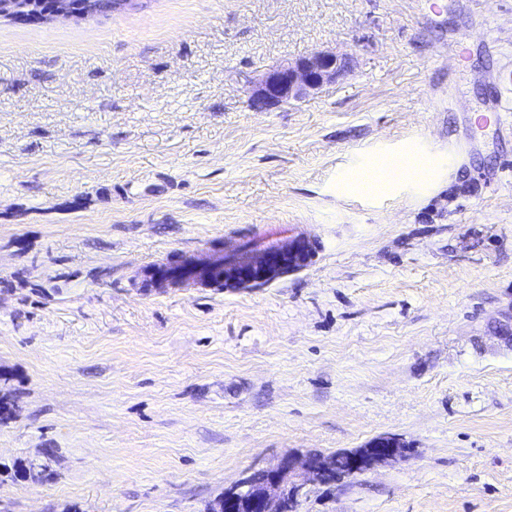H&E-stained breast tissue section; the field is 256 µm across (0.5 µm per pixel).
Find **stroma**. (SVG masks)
Listing matches in <instances>:
<instances>
[{
    "instance_id": "stroma-1",
    "label": "stroma",
    "mask_w": 512,
    "mask_h": 512,
    "mask_svg": "<svg viewBox=\"0 0 512 512\" xmlns=\"http://www.w3.org/2000/svg\"><path fill=\"white\" fill-rule=\"evenodd\" d=\"M315 50L342 78L249 106ZM408 152L421 183L356 174ZM286 224L305 267L172 286ZM0 512H205L254 466L410 449L298 512H512V0H147L0 20Z\"/></svg>"
}]
</instances>
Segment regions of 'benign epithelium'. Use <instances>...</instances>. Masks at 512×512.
Instances as JSON below:
<instances>
[{"label": "benign epithelium", "mask_w": 512, "mask_h": 512, "mask_svg": "<svg viewBox=\"0 0 512 512\" xmlns=\"http://www.w3.org/2000/svg\"><path fill=\"white\" fill-rule=\"evenodd\" d=\"M347 69L346 59L329 51H314L306 56L275 64L265 69L253 85L250 107L265 112L291 101L300 102L311 93L342 77ZM311 252L309 244L299 242L275 255L264 254L255 260L224 267L221 277L226 282L256 283L269 280L288 268L303 264ZM395 438L382 439L365 452L350 454L346 467L355 472L369 470L387 461L406 458L409 449L397 447ZM340 456H285L273 468H250L234 485L224 489V495L212 503L208 512H289L290 502L306 497L310 487L321 486V478L339 467ZM302 478L294 479L295 471Z\"/></svg>", "instance_id": "7a95c632"}]
</instances>
